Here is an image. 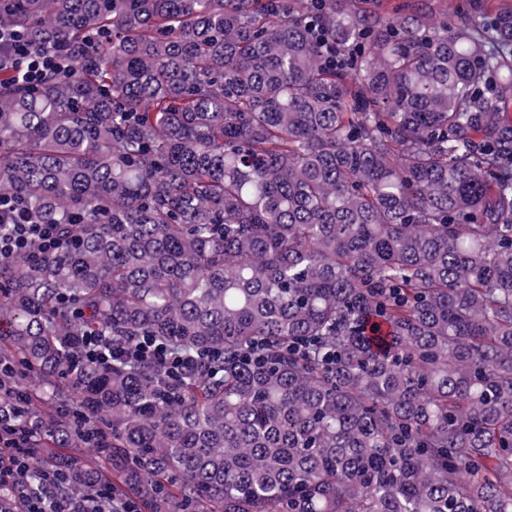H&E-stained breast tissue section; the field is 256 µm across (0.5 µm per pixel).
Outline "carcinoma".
Instances as JSON below:
<instances>
[{"label":"carcinoma","instance_id":"carcinoma-1","mask_svg":"<svg viewBox=\"0 0 512 512\" xmlns=\"http://www.w3.org/2000/svg\"><path fill=\"white\" fill-rule=\"evenodd\" d=\"M0 27L66 65L0 70V196L61 225L0 256L24 488L512 512L511 4L13 0ZM99 335L198 369L86 358Z\"/></svg>","mask_w":512,"mask_h":512}]
</instances>
